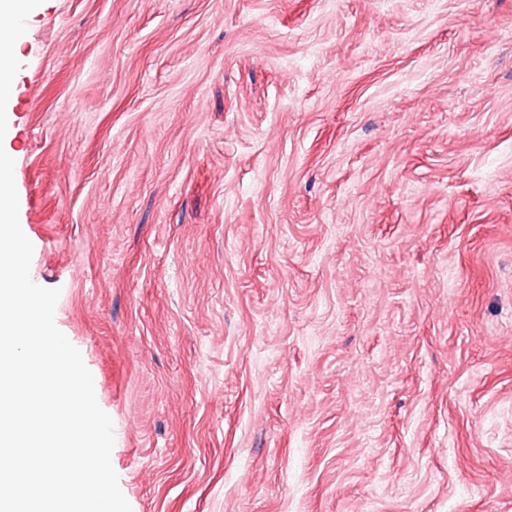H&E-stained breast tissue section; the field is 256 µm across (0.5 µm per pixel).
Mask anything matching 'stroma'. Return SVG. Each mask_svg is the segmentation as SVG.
I'll return each mask as SVG.
<instances>
[{"label": "stroma", "instance_id": "obj_1", "mask_svg": "<svg viewBox=\"0 0 512 512\" xmlns=\"http://www.w3.org/2000/svg\"><path fill=\"white\" fill-rule=\"evenodd\" d=\"M15 51L131 512H512V0H43Z\"/></svg>", "mask_w": 512, "mask_h": 512}]
</instances>
